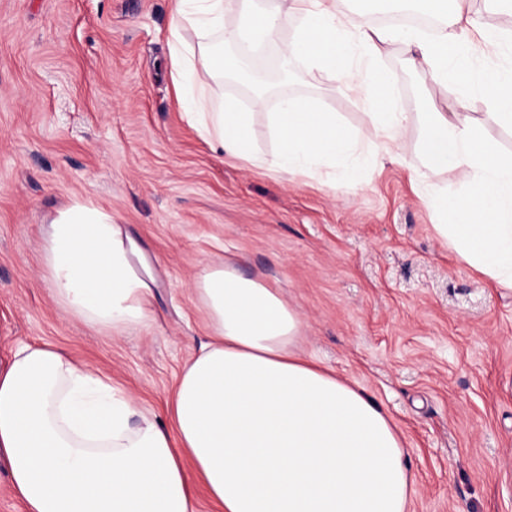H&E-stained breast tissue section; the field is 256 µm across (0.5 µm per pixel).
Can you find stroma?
<instances>
[{
  "label": "stroma",
  "instance_id": "stroma-1",
  "mask_svg": "<svg viewBox=\"0 0 512 512\" xmlns=\"http://www.w3.org/2000/svg\"><path fill=\"white\" fill-rule=\"evenodd\" d=\"M175 0H0V367L18 345L52 343L167 421L183 365L209 339L192 290L228 261L278 288L303 323L302 356L364 388L395 425L412 473L409 512H512V287L462 261L398 161L325 185L217 157L183 117L169 74ZM253 85L217 93L255 110L256 147L272 153L268 114L282 95L316 98L369 142L365 98L309 60L264 44ZM403 111L452 98L400 46L381 60ZM89 199L111 212L155 271L152 330L121 336L73 320L54 296L43 235L57 209Z\"/></svg>",
  "mask_w": 512,
  "mask_h": 512
}]
</instances>
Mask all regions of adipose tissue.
<instances>
[{"mask_svg":"<svg viewBox=\"0 0 512 512\" xmlns=\"http://www.w3.org/2000/svg\"><path fill=\"white\" fill-rule=\"evenodd\" d=\"M175 2L168 49L185 119L213 151L259 169L319 173L331 187L340 165L373 176L410 122L379 67L390 44H402L433 82L455 85L444 108L422 113L424 164L408 171L440 220L437 233L463 261L512 285V155L461 119L478 96L512 125V31L482 25L472 0H419L441 22L429 36L375 26L373 0H359L351 15L337 0H277L270 11L237 0L231 28L225 0ZM189 30L198 45L185 40ZM285 30L284 57H312L351 91L370 84V144L317 99L284 97L269 117L274 151H256L251 113L212 90L243 58L204 39L218 33L254 48ZM444 172L462 179L467 197L434 184ZM43 260L53 293L86 327L118 336L154 326V277L104 208L75 200L59 210ZM194 295L211 336L183 366L166 426L52 345L15 349L0 369V455L27 512H198L189 461L218 512H407L414 480L395 425L363 388L298 354L303 325L278 289L208 264Z\"/></svg>","mask_w":512,"mask_h":512,"instance_id":"adipose-tissue-1","label":"adipose tissue"}]
</instances>
